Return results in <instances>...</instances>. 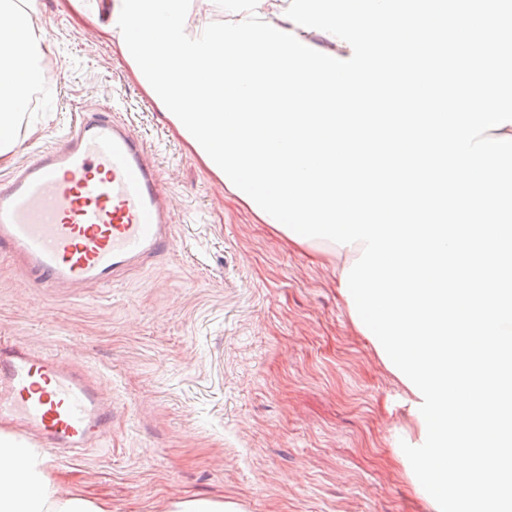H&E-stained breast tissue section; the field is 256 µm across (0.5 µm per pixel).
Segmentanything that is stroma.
<instances>
[{
  "mask_svg": "<svg viewBox=\"0 0 512 512\" xmlns=\"http://www.w3.org/2000/svg\"><path fill=\"white\" fill-rule=\"evenodd\" d=\"M53 85L30 100L11 175L62 145L78 113L107 111L143 140L174 243L108 287L37 285L0 255V336L100 374L112 434L48 473L110 512L192 498L235 512H431L413 492L404 387L353 323L337 269L357 252L291 242L199 161L100 27L39 0Z\"/></svg>",
  "mask_w": 512,
  "mask_h": 512,
  "instance_id": "1",
  "label": "stroma"
}]
</instances>
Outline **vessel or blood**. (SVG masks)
<instances>
[{"mask_svg": "<svg viewBox=\"0 0 512 512\" xmlns=\"http://www.w3.org/2000/svg\"><path fill=\"white\" fill-rule=\"evenodd\" d=\"M173 224L144 144L104 113H84L63 145L0 179V253L47 288L107 286L168 250ZM0 424L49 453H83L112 430V402L80 362L0 341Z\"/></svg>", "mask_w": 512, "mask_h": 512, "instance_id": "b4317fda", "label": "vessel or blood"}]
</instances>
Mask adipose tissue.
<instances>
[{
	"label": "adipose tissue",
	"instance_id": "obj_1",
	"mask_svg": "<svg viewBox=\"0 0 512 512\" xmlns=\"http://www.w3.org/2000/svg\"><path fill=\"white\" fill-rule=\"evenodd\" d=\"M38 13V0H0V159L16 146V128L32 90L55 79ZM0 512L108 510L77 495L60 498L39 453L0 435Z\"/></svg>",
	"mask_w": 512,
	"mask_h": 512
}]
</instances>
